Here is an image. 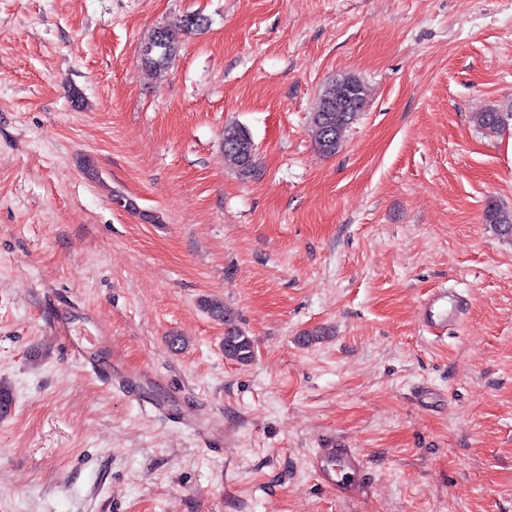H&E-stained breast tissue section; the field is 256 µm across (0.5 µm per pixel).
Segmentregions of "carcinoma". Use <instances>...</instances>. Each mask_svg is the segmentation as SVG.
<instances>
[{
    "mask_svg": "<svg viewBox=\"0 0 512 512\" xmlns=\"http://www.w3.org/2000/svg\"><path fill=\"white\" fill-rule=\"evenodd\" d=\"M200 26V18L193 15L186 17L179 29L160 27L161 44L141 56L142 65L156 72L165 69L177 52L180 34L190 33ZM366 98L364 84L353 75L341 76L325 87L312 116V135L319 152L325 155L336 153L343 130L364 108ZM474 120L479 128L494 132L502 127L505 116L502 109L491 106L476 113ZM224 162L243 175L254 171L256 149L246 128L232 125L224 129ZM485 221L500 234L512 235V210L491 204L485 211ZM224 356L241 363L250 361L253 357L252 340L237 328H226Z\"/></svg>",
    "mask_w": 512,
    "mask_h": 512,
    "instance_id": "obj_1",
    "label": "carcinoma"
}]
</instances>
